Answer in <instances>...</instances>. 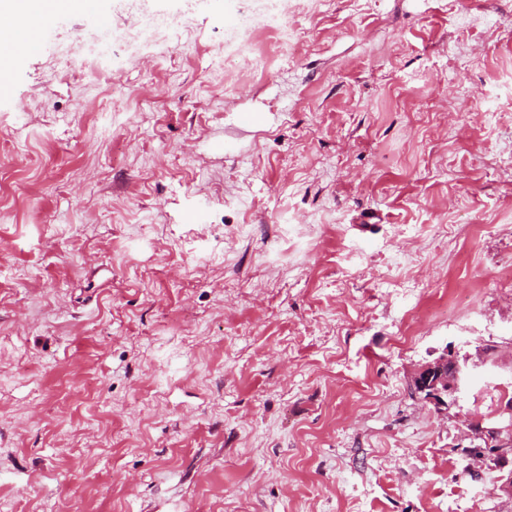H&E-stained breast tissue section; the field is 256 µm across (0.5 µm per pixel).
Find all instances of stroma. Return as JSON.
Segmentation results:
<instances>
[{
  "label": "stroma",
  "mask_w": 512,
  "mask_h": 512,
  "mask_svg": "<svg viewBox=\"0 0 512 512\" xmlns=\"http://www.w3.org/2000/svg\"><path fill=\"white\" fill-rule=\"evenodd\" d=\"M185 21L89 83L62 15L6 73L0 512H512L459 448L512 394V0H290L242 81L238 0ZM467 360L460 363L457 354L448 347L437 358L419 365L411 375L413 383L423 392V399L438 410L455 406L460 392ZM418 395L423 394L417 392Z\"/></svg>",
  "instance_id": "1"
}]
</instances>
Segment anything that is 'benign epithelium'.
I'll list each match as a JSON object with an SVG mask.
<instances>
[{
    "instance_id": "1",
    "label": "benign epithelium",
    "mask_w": 512,
    "mask_h": 512,
    "mask_svg": "<svg viewBox=\"0 0 512 512\" xmlns=\"http://www.w3.org/2000/svg\"><path fill=\"white\" fill-rule=\"evenodd\" d=\"M465 369L466 364L460 363L457 354L446 349L437 358L419 365L411 380L423 392L425 401L438 409H449L457 401ZM470 459L482 466L505 470L512 464V436L503 434L501 429L483 435L482 449Z\"/></svg>"
}]
</instances>
